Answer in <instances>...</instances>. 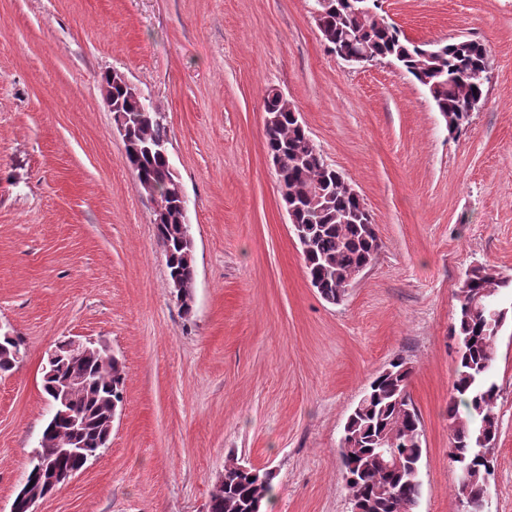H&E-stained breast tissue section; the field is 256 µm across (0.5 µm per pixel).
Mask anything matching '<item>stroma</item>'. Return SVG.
I'll return each mask as SVG.
<instances>
[{
  "label": "stroma",
  "mask_w": 512,
  "mask_h": 512,
  "mask_svg": "<svg viewBox=\"0 0 512 512\" xmlns=\"http://www.w3.org/2000/svg\"><path fill=\"white\" fill-rule=\"evenodd\" d=\"M416 43L491 50L467 128L414 78L330 52L314 0H0V512L50 417L45 356L68 336L124 364L109 446L38 512H205L234 455L274 473L263 512H350L339 443L396 355L423 425L417 512H459L448 455L465 272L512 276V0H379ZM118 71L168 128L188 198L194 306L172 295L153 205L128 167L102 77ZM296 105L384 243L337 305L312 288L265 149L263 98ZM499 437L487 493L512 512V320L497 338Z\"/></svg>",
  "instance_id": "35a3bbf8"
}]
</instances>
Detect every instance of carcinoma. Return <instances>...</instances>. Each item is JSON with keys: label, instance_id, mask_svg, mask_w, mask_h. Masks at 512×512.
<instances>
[{"label": "carcinoma", "instance_id": "1", "mask_svg": "<svg viewBox=\"0 0 512 512\" xmlns=\"http://www.w3.org/2000/svg\"><path fill=\"white\" fill-rule=\"evenodd\" d=\"M321 24L328 33V48L338 56L367 52L379 61L396 63L425 88L438 112L446 115L448 134H461L471 115L465 111L472 99H485L489 80L490 49L475 39L445 44L438 63L422 57V46L409 40L378 12L358 20L349 0H315ZM112 82L110 110L120 112L130 132L125 146L127 163L143 193L159 194L160 211L153 212L158 245L166 259L169 283L190 288L195 279L194 257L187 256V224L178 196L181 182L174 174L169 153L155 149L169 142L168 129L158 108L135 99L121 86V73L104 76ZM264 109L271 119L265 148L280 189L288 193V210L304 234L302 248L307 277L320 297L330 304L342 302L349 281L369 266L382 249L376 224L359 195L352 192L345 174L327 164L311 139L300 113L288 101L267 90ZM512 291V277L500 276L484 266L465 274L457 293L458 316L449 329L457 342V369L448 406L451 437L448 453L457 463L455 494L461 485L478 501L491 475L490 461L478 455L492 447L499 428L495 406L498 396L493 381L498 333L488 325L481 310ZM411 367L400 356L392 358L365 390L344 425L347 447L339 449L342 480L350 508L360 512H415L422 492V421L410 391ZM72 376L86 380L84 390L70 398L69 408L87 417L83 435L84 455H100L103 418L109 405L122 402L126 371L116 357L106 361L95 355L78 356L58 377L42 380L48 399ZM47 444L42 453L45 467L76 469L82 457L60 455L58 444L69 437V426L60 418L44 426ZM397 456L401 466L389 468L382 456ZM274 476L271 471L243 465L237 457L224 461V486L214 490L206 512H262L270 500Z\"/></svg>", "mask_w": 512, "mask_h": 512}]
</instances>
